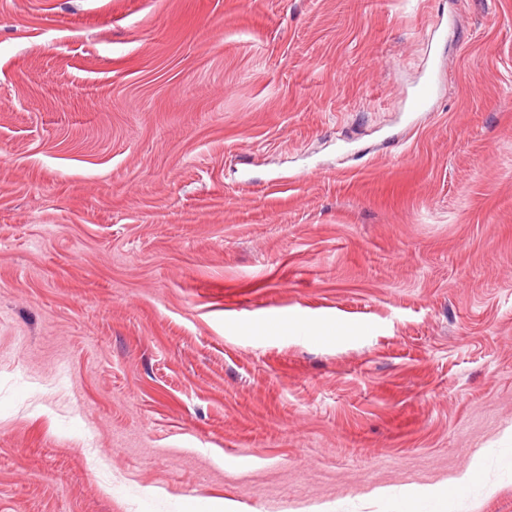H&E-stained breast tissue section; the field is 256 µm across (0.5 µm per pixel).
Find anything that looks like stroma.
I'll return each instance as SVG.
<instances>
[{"instance_id":"stroma-1","label":"stroma","mask_w":512,"mask_h":512,"mask_svg":"<svg viewBox=\"0 0 512 512\" xmlns=\"http://www.w3.org/2000/svg\"><path fill=\"white\" fill-rule=\"evenodd\" d=\"M467 473L512 512V0H0V512Z\"/></svg>"}]
</instances>
